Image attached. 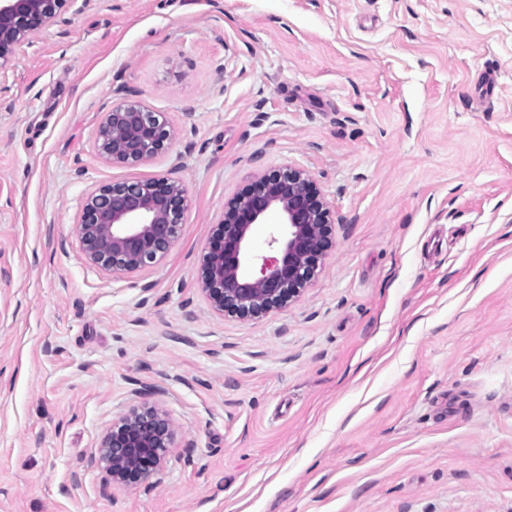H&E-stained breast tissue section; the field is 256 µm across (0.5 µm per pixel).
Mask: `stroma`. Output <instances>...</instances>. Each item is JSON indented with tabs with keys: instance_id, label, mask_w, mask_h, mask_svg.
Segmentation results:
<instances>
[{
	"instance_id": "1",
	"label": "stroma",
	"mask_w": 512,
	"mask_h": 512,
	"mask_svg": "<svg viewBox=\"0 0 512 512\" xmlns=\"http://www.w3.org/2000/svg\"><path fill=\"white\" fill-rule=\"evenodd\" d=\"M0 70V512H512V0H90ZM120 101L176 138L129 167ZM306 171L336 246L253 320L200 290L224 201ZM167 177L190 206L112 275L86 193ZM149 403L150 488L96 449ZM174 139V130L162 113L139 103L119 102L105 113L94 148L107 161L135 166L164 153Z\"/></svg>"
}]
</instances>
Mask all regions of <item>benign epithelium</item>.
<instances>
[{"label": "benign epithelium", "mask_w": 512, "mask_h": 512, "mask_svg": "<svg viewBox=\"0 0 512 512\" xmlns=\"http://www.w3.org/2000/svg\"><path fill=\"white\" fill-rule=\"evenodd\" d=\"M69 0H0V69L25 53L33 39L58 22ZM175 139L165 116L135 102L105 113L95 151L114 163H147ZM185 187L167 177L100 184L90 189L75 232L85 260L112 274L157 265L177 242L188 208ZM272 225V256H258L252 241ZM328 203L304 170L284 167L256 175L224 203L202 259V292L221 315L255 319L297 301L333 247ZM175 447L166 413L155 406L133 409L112 422L97 458L115 485L154 484Z\"/></svg>", "instance_id": "7a95c632"}]
</instances>
